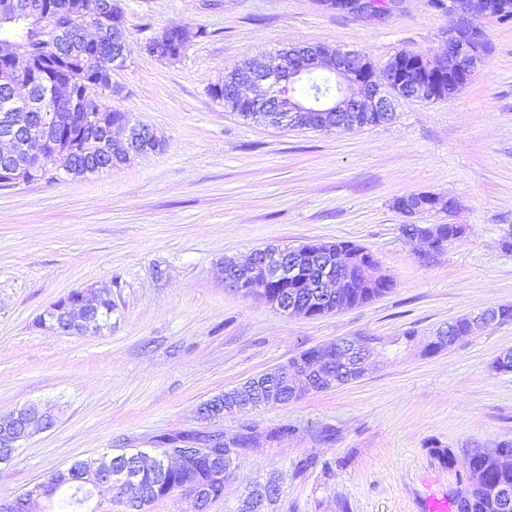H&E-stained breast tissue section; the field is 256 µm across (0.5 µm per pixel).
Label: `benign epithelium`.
Here are the masks:
<instances>
[{"label": "benign epithelium", "instance_id": "1", "mask_svg": "<svg viewBox=\"0 0 512 512\" xmlns=\"http://www.w3.org/2000/svg\"><path fill=\"white\" fill-rule=\"evenodd\" d=\"M330 9L352 12H371L370 0H322ZM448 14L454 19L456 30L448 35L445 57L434 61L436 71L431 79H408L402 67L385 66L383 73L375 75L372 65L360 54L342 49L319 50L288 57L287 48L268 53L257 67L240 68L229 80L228 90L235 97L252 104L256 112L274 107L282 113L281 125L292 126L297 114L306 115L309 123L324 131L334 129L327 122V113H343L344 124L353 127L357 124V114L372 113L383 120L392 114L403 100H419L433 94L438 82L448 78V87L467 82L480 61V37L473 34L472 23L478 18H490L501 9L508 7L506 0H448L444 4ZM43 20L36 11L20 12L10 6V0H0V29L19 31ZM57 27L63 31H74L84 40H89L87 30L96 31L110 26L116 39L125 43L128 32L118 17L112 12L89 18V11L83 5H76L58 13ZM67 107L84 113L85 124L92 126L99 117V99L86 97L79 102L71 100ZM25 106H17L0 116V142L9 144L6 158L19 164L25 178L33 182L37 174L49 166L50 161L62 152L53 133L54 117L47 115L39 125L29 122ZM139 129L125 126L119 138L109 140L113 151L129 154H143L148 143L138 139ZM265 259L256 264L249 259L251 271L240 274L223 268L224 283L228 288L246 295L257 294L267 299L266 287L270 282L288 281L297 274L299 263L312 262L320 268L319 283L323 288L336 287V259L330 245L311 244L298 257H288V250L281 247L264 249ZM375 341L363 336H354L339 341L333 347L321 348L322 361L312 365L305 359L288 361L278 367L255 375L231 390L233 408L239 413L250 410L249 399L257 393L265 397L269 404H286L319 389L336 386V377L325 374L324 365L331 362L342 365L349 381L354 382L365 375L373 355ZM55 417L40 405L29 403L9 414V420L0 424V462L8 463L23 442L35 432L54 426ZM224 436L209 433L205 441L190 448H167L161 462L162 471H172L188 466L189 461L206 455L214 461L209 473V482L221 485L232 473L235 453L224 449ZM104 478L116 503L130 500H144L137 472L131 469L118 470L112 462L102 458L93 467L85 464Z\"/></svg>", "mask_w": 512, "mask_h": 512}]
</instances>
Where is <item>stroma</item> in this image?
I'll list each match as a JSON object with an SVG mask.
<instances>
[{"label":"stroma","mask_w":512,"mask_h":512,"mask_svg":"<svg viewBox=\"0 0 512 512\" xmlns=\"http://www.w3.org/2000/svg\"><path fill=\"white\" fill-rule=\"evenodd\" d=\"M135 50L113 76V108L164 138L161 151L72 182L0 189V416L29 402L52 429L0 464V500L51 471L159 436L213 429L259 435L209 512H238L257 487L280 490L269 512H427L468 467L464 449L512 442V321L475 327L426 355L437 327L512 305V23L478 20L485 50L444 101H405L390 122L351 131L275 129L225 110L209 88L288 44L351 50L375 70L398 53L444 54L453 19L432 0L386 14L321 0H120ZM186 31L179 60L149 55L158 32ZM454 201L421 224L464 229L445 252L402 236L396 198ZM352 241L395 286L365 305L287 317L226 288L224 258L269 244ZM108 289L116 309L96 336L39 327L75 289ZM416 338L359 381L208 424L199 404L301 351L343 338ZM292 435L266 441L271 430ZM458 455L447 466L436 449ZM311 465L298 471V461Z\"/></svg>","instance_id":"35a3bbf8"}]
</instances>
